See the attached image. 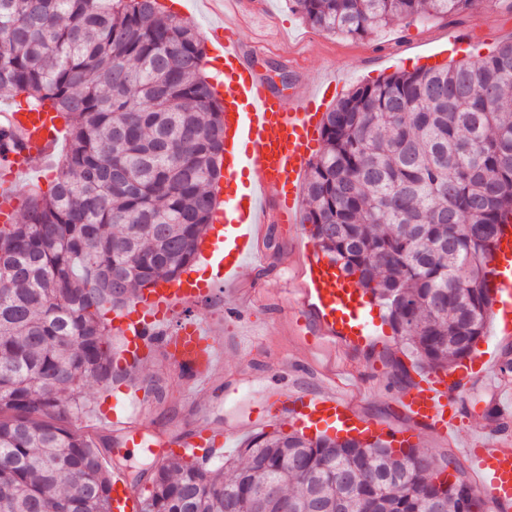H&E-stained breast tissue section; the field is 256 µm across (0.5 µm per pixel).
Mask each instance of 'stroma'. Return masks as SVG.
Instances as JSON below:
<instances>
[{
	"instance_id": "obj_1",
	"label": "stroma",
	"mask_w": 512,
	"mask_h": 512,
	"mask_svg": "<svg viewBox=\"0 0 512 512\" xmlns=\"http://www.w3.org/2000/svg\"><path fill=\"white\" fill-rule=\"evenodd\" d=\"M241 17L239 39L247 51L253 52L254 68L262 79H271L269 62L284 64L290 75L287 86L276 92L293 99L304 95L309 81L323 66L335 68L341 81V92L376 82L400 71L440 66L451 57L476 60L499 45L512 41V0H477L472 9L448 18L433 19L410 28L390 26L363 38L332 34L305 24L291 12L286 0H238ZM468 38L453 55L441 53L455 31ZM311 243L308 227L302 224L269 225L262 249L266 262L261 269L244 268L239 286L252 296L248 324L258 338L250 347L240 346L235 338V319L224 325V347L218 361V380L213 395L224 404L214 420L222 424L242 423L244 413L238 399L256 386H276L291 392L313 389L322 370L335 371L337 379L349 378L362 387L359 410L364 416L396 426H408V419L397 411V401L407 385L395 375L385 359L386 353L400 352L402 343L391 327L384 323L383 308L372 304L367 308L374 336L369 346L354 348L336 355L310 349L304 334H290L286 320L291 313L287 304L288 290L295 278L290 262L295 239ZM305 355L309 363L299 372L284 370L280 359L290 353ZM145 383H158L164 391L161 401L153 405L152 418L141 428L147 445L140 450L114 445L113 461L119 462L129 477L149 473L160 457V441L171 429L188 424L199 416L198 404L185 400V379L168 369L159 359L149 362L141 371ZM512 393V374L501 371L500 363L491 364L483 381L464 399L460 430L453 441H445L423 433L418 447L437 460L452 457L468 466L466 448L495 422L505 421V413L488 418L489 404Z\"/></svg>"
}]
</instances>
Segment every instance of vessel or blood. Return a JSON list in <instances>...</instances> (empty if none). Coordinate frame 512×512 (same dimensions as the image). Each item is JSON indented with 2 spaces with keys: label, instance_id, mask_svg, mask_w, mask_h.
Returning a JSON list of instances; mask_svg holds the SVG:
<instances>
[{
  "label": "vessel or blood",
  "instance_id": "b4317fda",
  "mask_svg": "<svg viewBox=\"0 0 512 512\" xmlns=\"http://www.w3.org/2000/svg\"><path fill=\"white\" fill-rule=\"evenodd\" d=\"M215 18L210 28L224 58V189L212 194L216 224L221 234L205 238L197 250L214 269L212 280L187 276L140 294L126 314L112 322L123 346V365L140 370L155 348H163L168 363L186 381V393L195 396L210 389L213 370L222 349L223 311L206 319H185L183 308L212 297L215 286L235 291L243 267L258 265L263 254L256 239L266 224H294L303 197L305 176L321 136L326 107L339 82L335 70L324 69L298 99L273 94L257 78L242 43L236 36L238 15L226 10L224 0H196ZM0 126L14 133L13 143L0 152V223L16 219V191L29 174L51 167L64 137L65 126L56 113L29 105L0 112ZM297 276L289 291V303L307 314L317 336L346 348L370 340L364 314L349 305L343 289L326 287L322 264L311 249L294 253ZM493 314L512 327V259L504 258L491 286ZM493 358L491 351L477 352L470 363L448 373L420 375L400 397L399 411L413 429H396L362 415L356 406L354 386L337 390L335 374L324 377L321 389L311 393H272L256 390L247 401V424L259 427L293 416L303 429L315 420L332 422L336 430L353 424L373 434H383L411 444L414 428L443 439L454 438L460 426L461 402L484 374ZM124 390L133 396L132 407L106 414L104 427L122 442H136L138 424L147 418L139 401L140 388L129 381ZM234 431L216 424L194 423L174 431L166 452L211 462L230 446ZM478 477L476 489L492 506L512 502V436L495 432L469 450ZM112 501L119 512H141V491L124 468L112 470Z\"/></svg>",
  "mask_w": 512,
  "mask_h": 512
}]
</instances>
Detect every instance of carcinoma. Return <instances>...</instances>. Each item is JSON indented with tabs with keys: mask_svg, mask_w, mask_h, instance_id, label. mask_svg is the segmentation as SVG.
Listing matches in <instances>:
<instances>
[{
	"mask_svg": "<svg viewBox=\"0 0 512 512\" xmlns=\"http://www.w3.org/2000/svg\"><path fill=\"white\" fill-rule=\"evenodd\" d=\"M305 23L366 37L475 0H287ZM0 94L59 113L69 146L46 191L0 226V512H112L110 444L84 432L122 380L106 314L196 258L221 178L224 108L196 26L158 0H0ZM304 222L386 309L417 365L468 357L492 310L489 268L512 217V42L398 72L325 113ZM379 440L275 430L224 468L165 455L143 512H430L438 461ZM443 512H481L456 479ZM277 490L276 495L269 488Z\"/></svg>",
	"mask_w": 512,
	"mask_h": 512,
	"instance_id": "obj_1",
	"label": "carcinoma"
}]
</instances>
